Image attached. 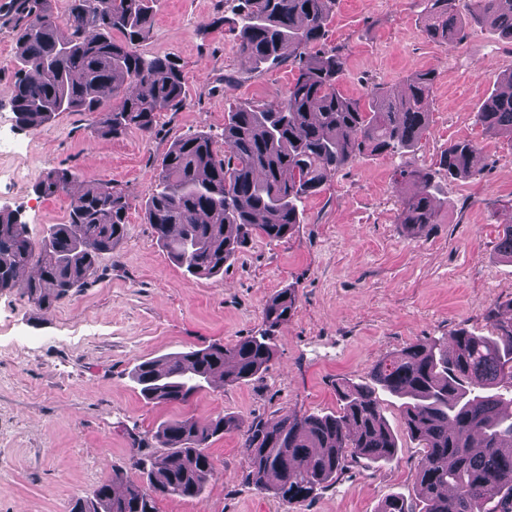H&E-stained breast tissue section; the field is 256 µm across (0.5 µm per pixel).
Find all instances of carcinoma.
Segmentation results:
<instances>
[{"mask_svg": "<svg viewBox=\"0 0 512 512\" xmlns=\"http://www.w3.org/2000/svg\"><path fill=\"white\" fill-rule=\"evenodd\" d=\"M157 0H69L64 21L52 0H7L0 16L18 45L9 105L17 122L36 129L64 112H89L103 136L130 129L153 134L158 113L182 107L181 69L170 57L139 52L155 22ZM337 0H236L230 31L242 63L252 71L286 62L296 74L288 89L263 104L243 103L224 122V154L195 132L176 140L154 172L145 203L147 223L169 260L192 277H214L252 236L290 238L304 202L361 154H406L424 136L436 71L416 72L396 95L368 87L367 105L338 88L346 59L326 45V23ZM424 32L442 46L460 43L472 26H489L512 39V0H420ZM490 134L512 136V70L476 113ZM480 152L456 141L440 154L450 177L480 175ZM79 174L53 168L35 186L43 196L69 193ZM435 171L408 162L395 171L404 195L397 223L416 235L438 223ZM129 195L110 181L72 196L63 224L30 238L22 213L0 208V290H11L25 270L24 293L47 311L99 278V258L126 236ZM498 253L512 261V225ZM297 292L284 288L262 311L265 329L232 344H210L133 370L142 396L180 405L220 374L226 384L249 381L274 355L273 332L287 322ZM505 317L494 308L492 336L464 328L430 344H413L377 362L364 382L336 381L338 410L253 422L243 430L246 480L300 510L351 463L394 458L397 436L379 392L401 399L407 436L423 450L416 471L422 508L400 495L377 512H512V412L502 388L512 390V299ZM238 427L226 415L205 423L181 417L151 434L162 453L153 458L138 442L130 466L141 479L115 471L112 481L78 498L70 512H157L161 499L200 497L215 469L210 443Z\"/></svg>", "mask_w": 512, "mask_h": 512, "instance_id": "carcinoma-1", "label": "carcinoma"}]
</instances>
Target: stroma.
I'll return each mask as SVG.
<instances>
[{"instance_id": "stroma-1", "label": "stroma", "mask_w": 512, "mask_h": 512, "mask_svg": "<svg viewBox=\"0 0 512 512\" xmlns=\"http://www.w3.org/2000/svg\"><path fill=\"white\" fill-rule=\"evenodd\" d=\"M418 0H337L327 44L346 58L340 89L364 98L368 85L403 89L412 73L436 70L431 123L410 159L437 171L438 222L410 237L397 222L393 173L399 156H361L306 200L288 240L255 237L224 268L196 279L169 260L144 216L153 173L178 138L203 131L224 138L230 108L284 93L296 69L286 63L246 71L226 28L231 0H159L154 28L139 46L180 66L186 101L162 112L151 136L132 129L112 138L92 118L66 112L37 130L21 129L8 104L15 36L0 25V126L26 152L0 156V206L20 209L33 239L65 223L70 198L33 187L50 169L69 167L80 185L107 180L132 198L127 235L99 259L100 277L56 307L36 309L15 288L0 291V512H69L72 502L129 468L135 439L162 421L224 414L238 427L212 443L215 470L198 499H163L158 512H289L245 480L242 427L295 412L336 409L337 379L363 380L373 365L412 343L459 328L490 335L489 308L512 299V263L496 244L512 224V138L491 136L475 114L512 70V41L471 27L444 48L429 40ZM467 140L481 150L480 176L438 171L442 150ZM298 307L274 333L275 354L250 381L213 382L184 405L147 402L136 364L259 334L266 301L285 287ZM421 450L400 436L394 459L352 464L302 512H377L400 494L415 502Z\"/></svg>"}]
</instances>
